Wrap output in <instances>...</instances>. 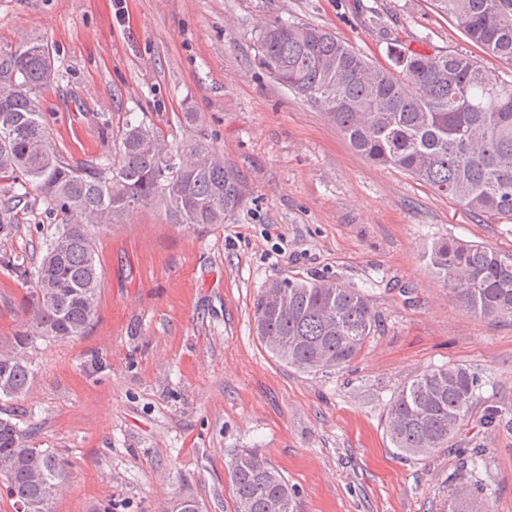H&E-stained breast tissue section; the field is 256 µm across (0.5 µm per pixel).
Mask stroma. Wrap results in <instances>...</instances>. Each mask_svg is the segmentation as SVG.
<instances>
[{
  "label": "stroma",
  "instance_id": "35a3bbf8",
  "mask_svg": "<svg viewBox=\"0 0 512 512\" xmlns=\"http://www.w3.org/2000/svg\"><path fill=\"white\" fill-rule=\"evenodd\" d=\"M276 19L329 30L380 64L397 40L480 53L431 0H0V49L52 47L58 77L39 106L66 162L113 150L130 116L181 145L191 106L243 188L240 209L203 230L158 206L94 229L97 316L84 336L40 342L29 392L0 400V417L68 458L51 512H173L183 498L229 512L240 448L281 470L300 512H438L479 449L494 512H512V321L466 312L425 257L448 239L512 251V220L357 154L258 67V31ZM18 216L0 256L32 268L62 217L33 194ZM321 277L362 290L378 328L349 366L302 373L260 344L253 302L271 281ZM26 288L0 266V345L23 325ZM448 364L479 379L468 421L445 450L401 454L383 429L389 400Z\"/></svg>",
  "mask_w": 512,
  "mask_h": 512
}]
</instances>
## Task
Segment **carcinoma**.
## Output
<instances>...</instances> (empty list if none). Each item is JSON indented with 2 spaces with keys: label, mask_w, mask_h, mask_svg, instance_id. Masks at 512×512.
<instances>
[{
  "label": "carcinoma",
  "mask_w": 512,
  "mask_h": 512,
  "mask_svg": "<svg viewBox=\"0 0 512 512\" xmlns=\"http://www.w3.org/2000/svg\"><path fill=\"white\" fill-rule=\"evenodd\" d=\"M434 2L482 53L512 62V0ZM257 50L259 67L319 107L364 159L398 169L474 214L512 216V82L481 59L398 42L390 64L380 66L330 31L283 20L263 25ZM55 77L42 39L0 56V177L32 186L65 216L34 271L0 257L33 283L25 331L9 342L10 353L0 352V398L28 391V353L37 341L80 337L96 317L102 269L91 228L114 227L136 209L160 205L171 223L195 229L225 223L243 201L238 173L208 139L202 114L191 109L183 121L192 135L175 157L160 132L129 120L117 155L92 165L63 161L38 102ZM17 223V213L0 208V237ZM427 258L467 312L512 320V252L448 240ZM253 313L264 346L308 373L348 366L376 327L366 295L333 280L274 281L254 299ZM478 388L474 373L458 365L410 377L384 414L393 447L418 457L448 447ZM32 434L0 418V483L15 512L37 501L52 504L68 481V459L33 446ZM482 462L477 450L469 456L440 512H491L487 485L473 476ZM230 479L233 512H297L293 486L253 448L233 455Z\"/></svg>",
  "instance_id": "carcinoma-1"
}]
</instances>
